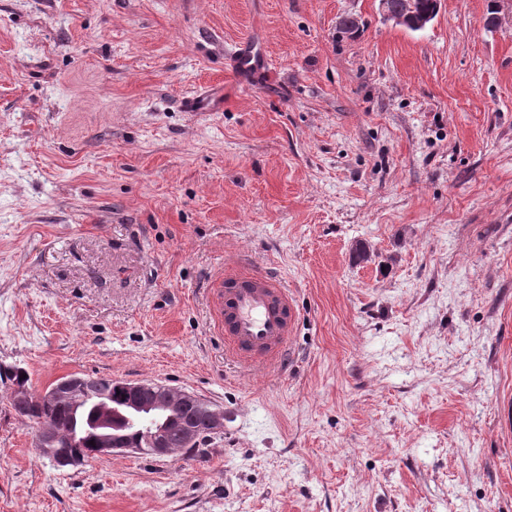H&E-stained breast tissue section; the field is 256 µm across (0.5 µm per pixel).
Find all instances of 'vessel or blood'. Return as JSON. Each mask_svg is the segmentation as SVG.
I'll return each mask as SVG.
<instances>
[{"label":"vessel or blood","instance_id":"obj_1","mask_svg":"<svg viewBox=\"0 0 512 512\" xmlns=\"http://www.w3.org/2000/svg\"><path fill=\"white\" fill-rule=\"evenodd\" d=\"M216 286L218 328L234 353L260 370L281 367L298 318L286 289L248 262Z\"/></svg>","mask_w":512,"mask_h":512}]
</instances>
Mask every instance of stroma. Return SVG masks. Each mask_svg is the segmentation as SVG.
Returning a JSON list of instances; mask_svg holds the SVG:
<instances>
[{
    "label": "stroma",
    "instance_id": "35a3bbf8",
    "mask_svg": "<svg viewBox=\"0 0 512 512\" xmlns=\"http://www.w3.org/2000/svg\"><path fill=\"white\" fill-rule=\"evenodd\" d=\"M493 7L410 31L378 0H0V363L224 411L199 447L58 468L0 387V512H512ZM213 88L223 111L182 107ZM243 258L297 308L286 369L214 332ZM152 386L147 383H131L126 385L127 396L136 399L135 405L139 408L150 409V408H162L168 411L177 410L188 405H194L200 397L194 393L187 391H176L173 389L164 388L162 391H166L163 397H155L153 399L146 400L140 397L142 391Z\"/></svg>",
    "mask_w": 512,
    "mask_h": 512
}]
</instances>
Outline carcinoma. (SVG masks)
<instances>
[{
  "instance_id": "carcinoma-1",
  "label": "carcinoma",
  "mask_w": 512,
  "mask_h": 512,
  "mask_svg": "<svg viewBox=\"0 0 512 512\" xmlns=\"http://www.w3.org/2000/svg\"><path fill=\"white\" fill-rule=\"evenodd\" d=\"M24 369L20 367L0 366V382L29 384V378L22 377ZM88 396L91 402L106 399L112 402V410L117 415L112 417V433L125 441L130 448H140L142 453L150 454L147 450L149 442L146 435L148 421H130L118 415L125 405V389L119 382L110 378H91L88 384ZM10 407L19 415L30 421L42 420L56 438V447L63 449L69 456L79 457V462L93 457L90 441L96 434L94 425L90 422L92 409H87L82 415L73 412L69 401L62 397L55 402L46 403L36 396L22 403L14 401L12 396H7ZM206 408L192 406L186 410H180L167 421V434L169 446L181 448L184 444V428L189 422H194L203 428Z\"/></svg>"
}]
</instances>
